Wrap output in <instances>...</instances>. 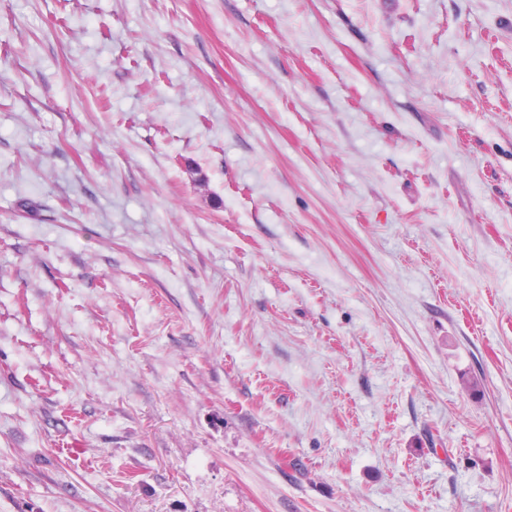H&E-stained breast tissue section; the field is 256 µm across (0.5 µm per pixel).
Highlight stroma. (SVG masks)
Instances as JSON below:
<instances>
[{
  "instance_id": "35a3bbf8",
  "label": "stroma",
  "mask_w": 512,
  "mask_h": 512,
  "mask_svg": "<svg viewBox=\"0 0 512 512\" xmlns=\"http://www.w3.org/2000/svg\"><path fill=\"white\" fill-rule=\"evenodd\" d=\"M0 512H512V0H0Z\"/></svg>"
}]
</instances>
